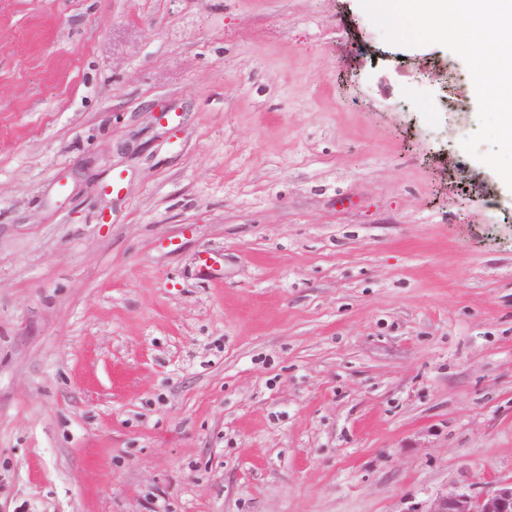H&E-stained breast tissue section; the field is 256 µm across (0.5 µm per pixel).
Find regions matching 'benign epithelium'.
Returning a JSON list of instances; mask_svg holds the SVG:
<instances>
[{
    "label": "benign epithelium",
    "instance_id": "7a95c632",
    "mask_svg": "<svg viewBox=\"0 0 512 512\" xmlns=\"http://www.w3.org/2000/svg\"><path fill=\"white\" fill-rule=\"evenodd\" d=\"M409 512H512V479L488 481L477 494L465 489L450 493L441 491L426 503L425 508Z\"/></svg>",
    "mask_w": 512,
    "mask_h": 512
}]
</instances>
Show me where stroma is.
Here are the masks:
<instances>
[{
	"label": "stroma",
	"instance_id": "1",
	"mask_svg": "<svg viewBox=\"0 0 512 512\" xmlns=\"http://www.w3.org/2000/svg\"><path fill=\"white\" fill-rule=\"evenodd\" d=\"M478 127L464 60L359 0H0V512L511 479Z\"/></svg>",
	"mask_w": 512,
	"mask_h": 512
}]
</instances>
